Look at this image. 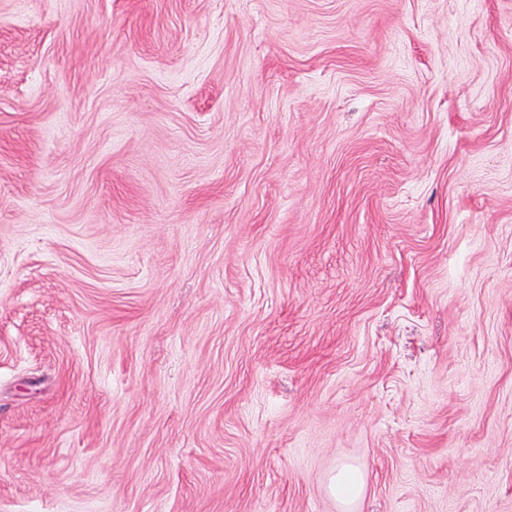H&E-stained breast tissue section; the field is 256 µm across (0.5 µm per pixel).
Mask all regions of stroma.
I'll return each mask as SVG.
<instances>
[{
    "instance_id": "stroma-1",
    "label": "stroma",
    "mask_w": 512,
    "mask_h": 512,
    "mask_svg": "<svg viewBox=\"0 0 512 512\" xmlns=\"http://www.w3.org/2000/svg\"><path fill=\"white\" fill-rule=\"evenodd\" d=\"M512 512V0H0V512ZM363 484L362 478H357L346 472L345 469L338 471L335 477H332L329 483L330 492L335 495L336 500L341 503H349L350 499L355 498Z\"/></svg>"
}]
</instances>
